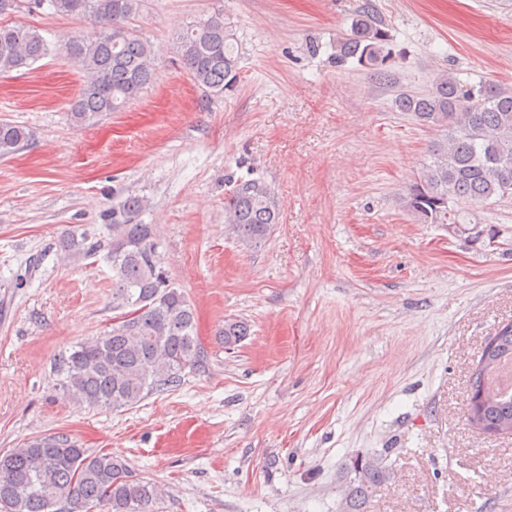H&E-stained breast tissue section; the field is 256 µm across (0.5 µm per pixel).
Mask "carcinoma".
<instances>
[{
	"mask_svg": "<svg viewBox=\"0 0 512 512\" xmlns=\"http://www.w3.org/2000/svg\"><path fill=\"white\" fill-rule=\"evenodd\" d=\"M143 0H0V17L49 9L92 21V30L62 45L65 59L82 73L70 103L76 126L118 112L156 80L153 44L134 33L131 21ZM112 38H107V33ZM388 30L367 6L353 16L349 31L336 40V58H350L383 84L393 83L386 68ZM183 68L207 98L219 97L239 70L234 34L215 9L178 38ZM51 48L35 27L0 22V75L31 68ZM401 112L445 132L432 146V161L408 188L404 206L424 224L467 226L464 208L512 194V88L462 81L440 74L425 94L401 92ZM30 134L21 125L0 122V157L17 151ZM147 201L127 198L112 209V327L64 351L55 363L60 394L89 408L129 409L155 391L180 384L186 370L206 362L195 334V311L184 291L161 266L154 225L137 220ZM278 222L277 205L259 179L239 181L224 198V223L242 244L264 241ZM246 323L224 322V345H236ZM512 364V324L499 327L482 349L470 378L468 420L488 434L512 433V394L495 382L499 368ZM361 480L346 498L344 512H364L372 490L385 479L375 458L351 462ZM162 489L106 453H91L70 436L36 437L0 456V512H155Z\"/></svg>",
	"mask_w": 512,
	"mask_h": 512,
	"instance_id": "cac0c4a2",
	"label": "carcinoma"
}]
</instances>
